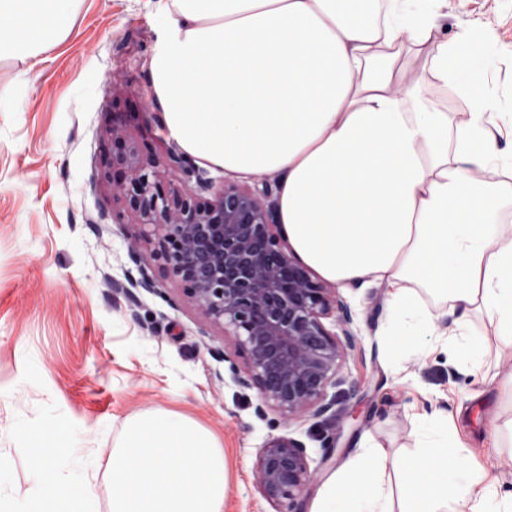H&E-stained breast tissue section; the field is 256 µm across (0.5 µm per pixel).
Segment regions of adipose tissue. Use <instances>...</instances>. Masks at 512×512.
Here are the masks:
<instances>
[{
	"instance_id": "ef3b65f1",
	"label": "adipose tissue",
	"mask_w": 512,
	"mask_h": 512,
	"mask_svg": "<svg viewBox=\"0 0 512 512\" xmlns=\"http://www.w3.org/2000/svg\"><path fill=\"white\" fill-rule=\"evenodd\" d=\"M77 0H0V53L33 59L70 33ZM154 98L190 157L276 176L296 257L340 287L386 286L398 351L424 339L478 374L487 336L512 349V95L486 81L512 49L487 22L444 35L448 0H170ZM423 284L462 315L440 323ZM412 459L354 444L311 512H391L388 469L418 512H512V494L467 463L448 415L423 414Z\"/></svg>"
}]
</instances>
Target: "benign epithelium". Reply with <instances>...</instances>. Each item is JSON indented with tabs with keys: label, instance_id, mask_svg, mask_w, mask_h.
Listing matches in <instances>:
<instances>
[{
	"label": "benign epithelium",
	"instance_id": "7a95c632",
	"mask_svg": "<svg viewBox=\"0 0 512 512\" xmlns=\"http://www.w3.org/2000/svg\"><path fill=\"white\" fill-rule=\"evenodd\" d=\"M164 153L169 166L195 178L212 198L166 192L149 180L137 150L119 155L129 184L115 185L125 212L112 219L122 224L125 213L134 215L148 227L144 240L155 244L147 252L131 247L130 258L140 274L136 284L153 290L147 268L155 260L163 262L203 317L234 337L247 356L244 373L233 370L234 380L258 389V416L268 408L288 419L328 413L333 401L326 400V388L336 376L338 360L356 344L349 305L338 288L289 254L268 181H262L260 190L233 183L216 188L175 148L166 146ZM328 318L341 333L325 327ZM311 479L302 442L282 436L259 449L261 494L287 507L285 512H294L296 497Z\"/></svg>",
	"mask_w": 512,
	"mask_h": 512
}]
</instances>
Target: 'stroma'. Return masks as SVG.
Here are the masks:
<instances>
[{
  "label": "stroma",
  "instance_id": "obj_1",
  "mask_svg": "<svg viewBox=\"0 0 512 512\" xmlns=\"http://www.w3.org/2000/svg\"><path fill=\"white\" fill-rule=\"evenodd\" d=\"M169 14L162 0H82L71 33L32 66L0 56V423L18 402L36 409L53 399L94 435L103 459L112 436L103 424L144 409L186 415L224 450V512H276L256 480L257 452L273 438L301 441L313 474L297 499L312 501L360 437L387 457L412 452L413 417L429 406L450 412L461 440L512 491V458L492 446L494 426L512 421V352L489 340L487 382L449 365L433 344L415 366L387 339L385 289H341L353 316L356 346L342 359L327 395L331 415L258 417L256 388L233 379L245 354L207 323L160 264L156 288L132 286L134 217L112 221L123 198L112 185L124 167L112 158L168 138L154 100L151 63ZM464 21L491 22L512 45V0H448L444 34ZM45 374L13 399L11 387L32 360Z\"/></svg>",
  "mask_w": 512,
  "mask_h": 512
}]
</instances>
